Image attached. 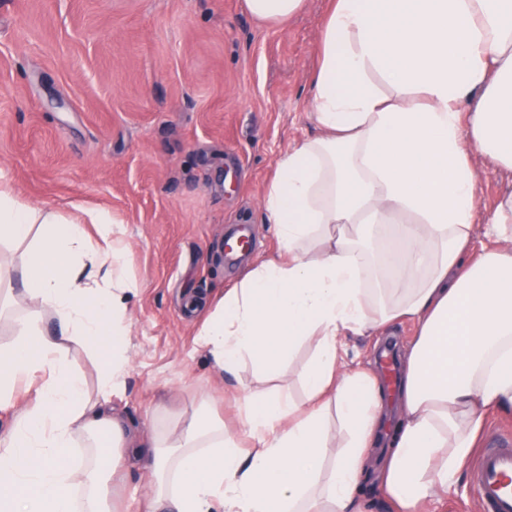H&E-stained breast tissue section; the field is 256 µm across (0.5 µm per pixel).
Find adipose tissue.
<instances>
[{
  "mask_svg": "<svg viewBox=\"0 0 512 512\" xmlns=\"http://www.w3.org/2000/svg\"><path fill=\"white\" fill-rule=\"evenodd\" d=\"M315 136L264 197L280 258L225 290L200 332L216 374L279 373L301 344L307 399L248 389L240 430L200 412L154 436L146 512H359L365 479L419 512L470 458L490 409L512 408V192L472 252L475 156L512 171V0H331L312 81ZM103 209L85 221L0 185V285L21 304L0 370V512H113L134 440L112 405L129 365V248ZM390 227L375 241L371 230ZM417 326L386 424L381 384L339 369L342 336ZM99 356L98 387L68 358ZM31 394L15 409L17 386ZM348 437L329 455L332 420ZM389 450L368 472L380 444Z\"/></svg>",
  "mask_w": 512,
  "mask_h": 512,
  "instance_id": "adipose-tissue-1",
  "label": "adipose tissue"
}]
</instances>
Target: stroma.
<instances>
[{
    "label": "stroma",
    "instance_id": "35a3bbf8",
    "mask_svg": "<svg viewBox=\"0 0 512 512\" xmlns=\"http://www.w3.org/2000/svg\"><path fill=\"white\" fill-rule=\"evenodd\" d=\"M329 0L262 24L245 0H0V179L24 200L72 219L106 209L122 222L129 273L130 364L115 405L141 434L165 405L173 424L211 406L237 429L247 388L305 398L302 346L279 376L251 365L217 379L199 343L205 305L255 264L278 255L262 222L277 158L314 135L311 77ZM477 207L512 190V173L476 158ZM250 253L227 259L239 225ZM382 336L345 338L344 370L384 375L404 367L414 323ZM151 479L125 463L112 495L144 512ZM421 512H477L469 470Z\"/></svg>",
    "mask_w": 512,
    "mask_h": 512
}]
</instances>
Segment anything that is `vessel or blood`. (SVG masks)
<instances>
[{"label": "vessel or blood", "instance_id": "vessel-or-blood-1", "mask_svg": "<svg viewBox=\"0 0 512 512\" xmlns=\"http://www.w3.org/2000/svg\"><path fill=\"white\" fill-rule=\"evenodd\" d=\"M478 512H512V433L486 438L471 468Z\"/></svg>", "mask_w": 512, "mask_h": 512}]
</instances>
